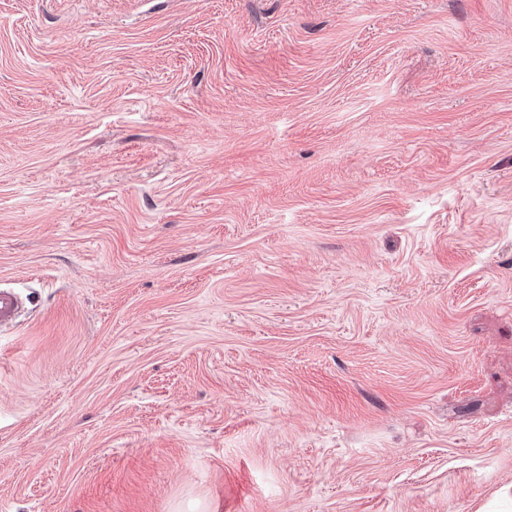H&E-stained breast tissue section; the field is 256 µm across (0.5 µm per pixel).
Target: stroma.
<instances>
[{
    "label": "stroma",
    "instance_id": "obj_1",
    "mask_svg": "<svg viewBox=\"0 0 512 512\" xmlns=\"http://www.w3.org/2000/svg\"><path fill=\"white\" fill-rule=\"evenodd\" d=\"M0 512H512V0H0ZM22 311V299L13 288L0 289V328L16 323Z\"/></svg>",
    "mask_w": 512,
    "mask_h": 512
}]
</instances>
